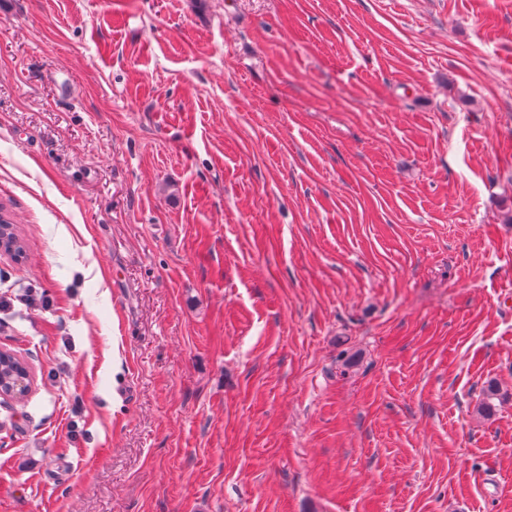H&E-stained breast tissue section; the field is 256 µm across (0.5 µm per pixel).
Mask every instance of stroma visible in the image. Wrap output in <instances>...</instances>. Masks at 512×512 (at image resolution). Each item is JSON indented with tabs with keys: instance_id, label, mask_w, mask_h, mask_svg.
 Here are the masks:
<instances>
[{
	"instance_id": "obj_1",
	"label": "stroma",
	"mask_w": 512,
	"mask_h": 512,
	"mask_svg": "<svg viewBox=\"0 0 512 512\" xmlns=\"http://www.w3.org/2000/svg\"><path fill=\"white\" fill-rule=\"evenodd\" d=\"M0 205V512H512V0H0ZM11 221V218L5 212L4 207H1L0 246L5 250L13 251L15 256L23 259L25 257L24 245L22 243V239L17 233L15 225ZM5 352L7 354V359L4 362H1V359H0V392L4 396L12 398L17 403H21L26 400V397H27V395L29 393V389H30V382H29V388H28L27 392L25 394L17 395L14 392L8 391L7 389H3L1 391V381L3 380L5 385L9 384V383L12 384L18 377L17 376V366L22 365L27 369V371H28V368L25 365V363L23 361H21L19 358H17L14 354L7 352V351H5ZM28 373H29V371H28Z\"/></svg>"
}]
</instances>
